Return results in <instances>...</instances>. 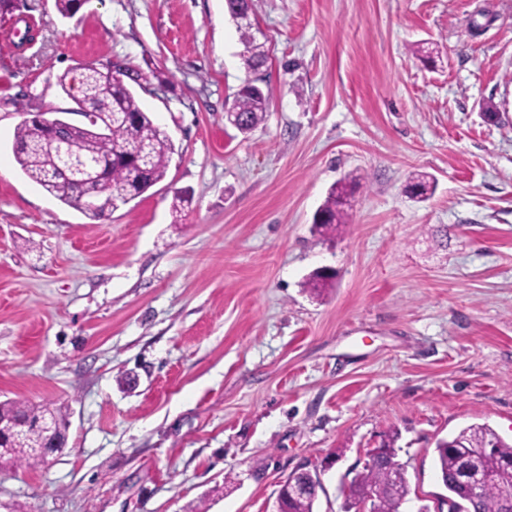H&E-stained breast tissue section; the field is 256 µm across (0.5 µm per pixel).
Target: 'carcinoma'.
Masks as SVG:
<instances>
[{
  "label": "carcinoma",
  "instance_id": "obj_1",
  "mask_svg": "<svg viewBox=\"0 0 512 512\" xmlns=\"http://www.w3.org/2000/svg\"><path fill=\"white\" fill-rule=\"evenodd\" d=\"M238 6L247 9L249 3L247 0H226L228 14L239 33L244 67L251 72L267 63L268 52L253 28L238 24ZM56 84L74 103L86 105L90 112L105 114L81 130H64L62 135L73 141L76 150L94 157V167L101 173L106 188L92 199L81 191L66 189L65 181L57 177L43 160L44 128L24 120L15 129L12 151L26 178L59 202L81 210L92 221L101 220L118 204L133 201L165 178L173 145L127 85L117 81L106 86L94 64L84 66L79 79H70L64 73L57 77ZM271 96L269 88L245 80L229 108V123L242 134L250 133L265 121ZM11 104L24 115L42 111L39 95H27ZM356 186L357 182L347 177L331 186L313 219L320 231H336L346 223L344 205ZM410 187L419 192L420 199L426 200L434 192V179L427 173H418L410 179ZM19 419L25 421L27 430L9 443L0 444L1 464L40 466L42 456L37 449L43 447L41 423L44 421L53 426L58 440L57 451L63 452L68 440V424L60 409L51 403L39 407L21 401L0 403L3 425L14 428ZM435 453L437 475L448 492L440 498V505L448 506V512H501L499 483L488 484L480 496L473 498L459 483L458 474L466 465H478L493 474L503 473L504 464L512 461V443L502 440L491 427L474 424L439 440ZM388 457H397L392 439L352 478L344 509H349L356 499H369L372 512H400L410 492L409 483L405 476L397 479L391 475L384 464ZM316 501L314 492L304 496L286 495L280 508L283 512H314Z\"/></svg>",
  "mask_w": 512,
  "mask_h": 512
}]
</instances>
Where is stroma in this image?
Returning a JSON list of instances; mask_svg holds the SVG:
<instances>
[{"label": "stroma", "mask_w": 512, "mask_h": 512, "mask_svg": "<svg viewBox=\"0 0 512 512\" xmlns=\"http://www.w3.org/2000/svg\"><path fill=\"white\" fill-rule=\"evenodd\" d=\"M16 4L0 402H56L69 430L50 468L0 471V512H272L301 465L317 512H344L389 436L417 512L445 493L438 439L477 423L512 442V0H252L269 52L252 76L225 0ZM110 61L175 152L93 223L20 172L9 101L69 110L57 76ZM250 76L273 96L245 135L224 107ZM417 171L437 180L425 202L405 192ZM346 176L347 222L319 233Z\"/></svg>", "instance_id": "obj_1"}]
</instances>
